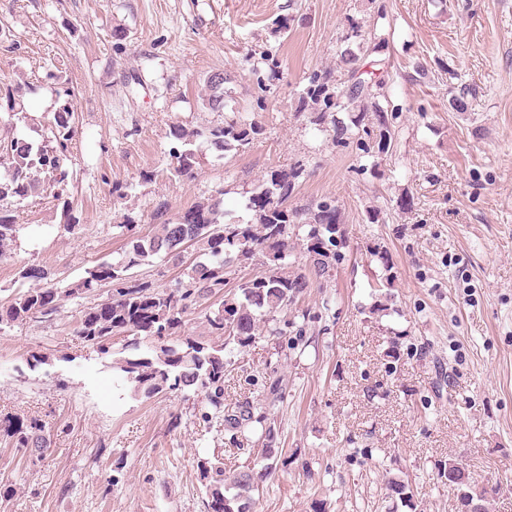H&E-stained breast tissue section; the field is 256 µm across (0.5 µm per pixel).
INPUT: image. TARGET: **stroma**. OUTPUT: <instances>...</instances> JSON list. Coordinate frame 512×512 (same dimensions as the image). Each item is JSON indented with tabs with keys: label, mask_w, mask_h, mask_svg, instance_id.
<instances>
[{
	"label": "stroma",
	"mask_w": 512,
	"mask_h": 512,
	"mask_svg": "<svg viewBox=\"0 0 512 512\" xmlns=\"http://www.w3.org/2000/svg\"><path fill=\"white\" fill-rule=\"evenodd\" d=\"M356 26L388 64L386 153L336 145L321 105H299L311 75L346 81L339 50ZM217 71L234 109L204 104ZM16 83L25 110L0 122L39 143L67 100L74 133L61 198L0 204L21 226L0 258V301L20 266L65 288L117 261L112 227L128 218L145 232L219 193L228 220L248 222L264 174L303 163L289 208L335 198L347 243L298 301L305 335L224 351L225 404L261 397L268 377L288 383L253 512H460L438 477L451 458L495 486L489 512H512V0H0V87ZM236 110L262 131L218 153L204 135ZM175 126L198 132L200 162L171 180ZM378 246L392 284L377 313ZM110 292L0 326V420H36L49 440L33 463L0 436V487L13 490L0 512H206L199 461L230 476L260 454L259 432L227 431L203 394L132 397L74 330ZM34 355L45 364L30 367Z\"/></svg>",
	"instance_id": "35a3bbf8"
}]
</instances>
